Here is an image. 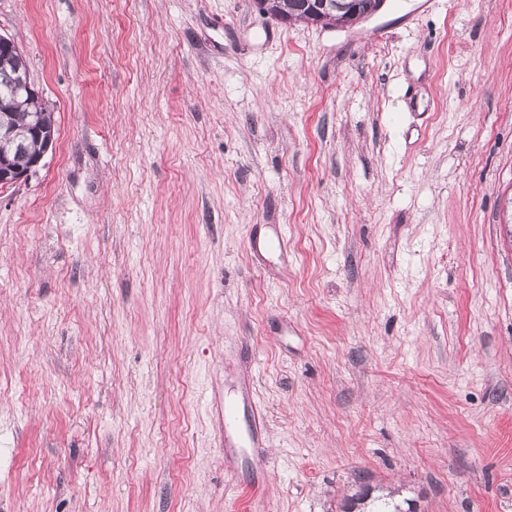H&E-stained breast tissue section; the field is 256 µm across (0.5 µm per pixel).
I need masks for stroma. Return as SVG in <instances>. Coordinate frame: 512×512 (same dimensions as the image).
I'll return each instance as SVG.
<instances>
[{
    "label": "stroma",
    "instance_id": "obj_1",
    "mask_svg": "<svg viewBox=\"0 0 512 512\" xmlns=\"http://www.w3.org/2000/svg\"><path fill=\"white\" fill-rule=\"evenodd\" d=\"M0 34L56 128L0 189V512H339L359 474L512 512V0Z\"/></svg>",
    "mask_w": 512,
    "mask_h": 512
}]
</instances>
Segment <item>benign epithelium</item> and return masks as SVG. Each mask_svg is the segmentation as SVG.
Returning <instances> with one entry per match:
<instances>
[{"label": "benign epithelium", "instance_id": "7a95c632", "mask_svg": "<svg viewBox=\"0 0 512 512\" xmlns=\"http://www.w3.org/2000/svg\"><path fill=\"white\" fill-rule=\"evenodd\" d=\"M387 0H378L375 8L362 11L356 0H304L299 13L292 14L280 11L275 7L274 0H254L258 12L281 24L305 21L323 27L346 28L366 21L375 16L385 6ZM21 55L20 48L10 38L0 34V83L6 93L0 97V139L15 142L18 138L16 129L9 118L14 112H26L39 100L40 92L31 82L29 73L21 71L16 65ZM26 136L36 139L40 144L39 151L27 158L22 165L3 164L0 166V187H8L25 181L37 170L45 154L53 148L54 138L48 134L39 118H34L28 126Z\"/></svg>", "mask_w": 512, "mask_h": 512}]
</instances>
